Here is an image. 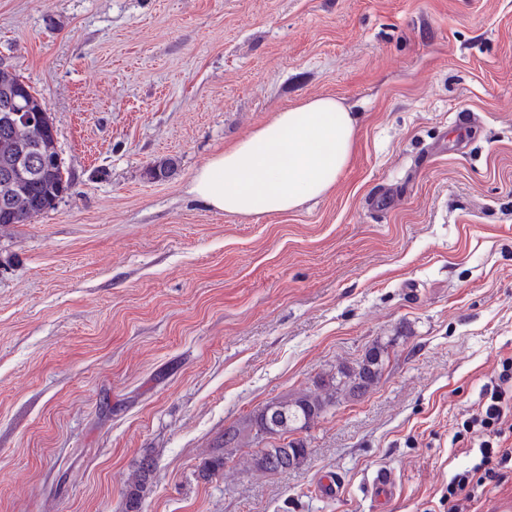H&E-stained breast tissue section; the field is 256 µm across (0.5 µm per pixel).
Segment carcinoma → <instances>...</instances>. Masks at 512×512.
I'll use <instances>...</instances> for the list:
<instances>
[{
  "mask_svg": "<svg viewBox=\"0 0 512 512\" xmlns=\"http://www.w3.org/2000/svg\"><path fill=\"white\" fill-rule=\"evenodd\" d=\"M17 97L28 111L40 116L42 130L0 125V172L9 167L16 176H0V227L26 224L53 209L69 186L64 166L57 163L60 155L53 117L45 101L19 75L0 68V101ZM176 160L166 158L149 167V175L163 180L174 170ZM385 348L370 347L354 366L336 368V375L324 382L325 391H303L286 398L275 407L268 405L256 410L245 429H224V447L242 446L243 433L254 431L282 438L304 430L319 419L327 409L336 405L340 396H363L380 380L385 364ZM308 449L298 440L259 448L251 453L250 464L263 473H284L300 467ZM154 460L146 457L138 470L127 480L125 497L127 512H138L148 490Z\"/></svg>",
  "mask_w": 512,
  "mask_h": 512,
  "instance_id": "carcinoma-1",
  "label": "carcinoma"
}]
</instances>
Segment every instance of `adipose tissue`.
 Here are the masks:
<instances>
[{
    "instance_id": "adipose-tissue-1",
    "label": "adipose tissue",
    "mask_w": 512,
    "mask_h": 512,
    "mask_svg": "<svg viewBox=\"0 0 512 512\" xmlns=\"http://www.w3.org/2000/svg\"><path fill=\"white\" fill-rule=\"evenodd\" d=\"M358 119L333 96L306 99L213 155L189 192L233 215H274L327 196L350 163Z\"/></svg>"
}]
</instances>
